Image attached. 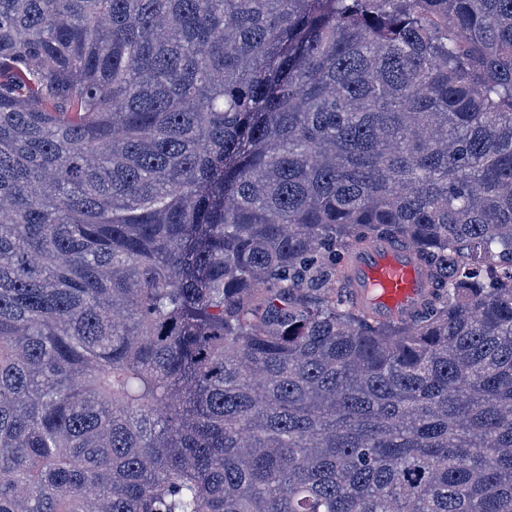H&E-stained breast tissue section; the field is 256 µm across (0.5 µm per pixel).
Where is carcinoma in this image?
Here are the masks:
<instances>
[{
    "label": "carcinoma",
    "mask_w": 512,
    "mask_h": 512,
    "mask_svg": "<svg viewBox=\"0 0 512 512\" xmlns=\"http://www.w3.org/2000/svg\"><path fill=\"white\" fill-rule=\"evenodd\" d=\"M0 512H512V0H0ZM425 289L423 271L409 250L385 243L354 249L351 296L378 319L389 320L415 310Z\"/></svg>",
    "instance_id": "1"
}]
</instances>
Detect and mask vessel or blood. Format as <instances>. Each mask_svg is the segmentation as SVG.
I'll list each match as a JSON object with an SVG mask.
<instances>
[{
	"label": "vessel or blood",
	"instance_id": "1",
	"mask_svg": "<svg viewBox=\"0 0 512 512\" xmlns=\"http://www.w3.org/2000/svg\"><path fill=\"white\" fill-rule=\"evenodd\" d=\"M424 290L423 271L409 250L385 243L354 249L351 295L378 319L389 320L415 310Z\"/></svg>",
	"mask_w": 512,
	"mask_h": 512
}]
</instances>
